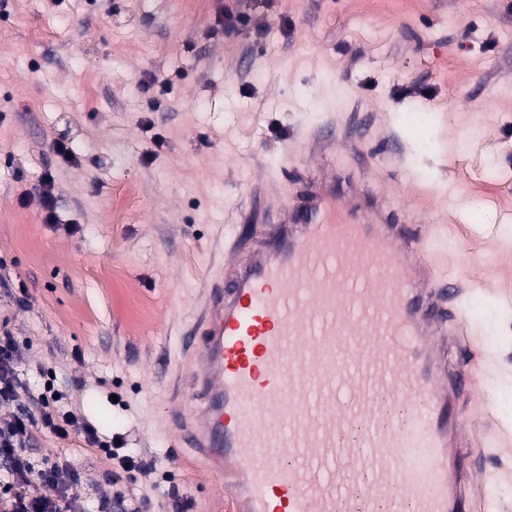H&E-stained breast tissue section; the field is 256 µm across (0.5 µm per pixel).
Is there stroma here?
<instances>
[{
	"label": "stroma",
	"instance_id": "35a3bbf8",
	"mask_svg": "<svg viewBox=\"0 0 512 512\" xmlns=\"http://www.w3.org/2000/svg\"><path fill=\"white\" fill-rule=\"evenodd\" d=\"M228 8L249 25L225 33ZM325 125L329 163L428 228L441 279L473 286L472 465L494 479L471 512H512V0H0V335L20 380L0 418L37 412L53 383L118 455L152 461L131 489L153 512H234L171 423L186 343L208 270L269 219L268 188L315 174ZM26 452L79 475L71 512L111 505L118 465L83 436L38 430Z\"/></svg>",
	"mask_w": 512,
	"mask_h": 512
}]
</instances>
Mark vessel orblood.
Returning a JSON list of instances; mask_svg holds the SVG:
<instances>
[{"instance_id":"b4317fda","label":"vessel or blood","mask_w":512,"mask_h":512,"mask_svg":"<svg viewBox=\"0 0 512 512\" xmlns=\"http://www.w3.org/2000/svg\"><path fill=\"white\" fill-rule=\"evenodd\" d=\"M279 208L210 277L192 403L173 415L185 441L236 512H466L486 475L463 463L482 354L443 307L462 281L439 283L418 238L335 175ZM398 398L409 425L390 417Z\"/></svg>"}]
</instances>
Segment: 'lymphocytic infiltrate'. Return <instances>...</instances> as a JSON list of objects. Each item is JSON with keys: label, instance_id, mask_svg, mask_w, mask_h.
Wrapping results in <instances>:
<instances>
[{"label": "lymphocytic infiltrate", "instance_id": "obj_1", "mask_svg": "<svg viewBox=\"0 0 512 512\" xmlns=\"http://www.w3.org/2000/svg\"><path fill=\"white\" fill-rule=\"evenodd\" d=\"M58 401L52 389H45L37 414L16 413L0 422V462L7 467L6 479L0 483V512H68L69 491L77 475L58 465L32 470L22 449L34 428L61 440L80 434L88 445L111 453V442L100 439L81 413L61 410Z\"/></svg>", "mask_w": 512, "mask_h": 512}]
</instances>
